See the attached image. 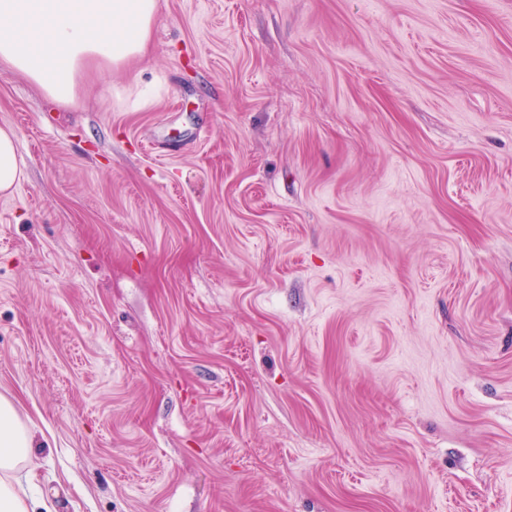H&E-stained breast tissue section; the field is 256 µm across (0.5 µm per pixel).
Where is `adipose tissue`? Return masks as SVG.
Masks as SVG:
<instances>
[{
	"label": "adipose tissue",
	"instance_id": "1",
	"mask_svg": "<svg viewBox=\"0 0 512 512\" xmlns=\"http://www.w3.org/2000/svg\"><path fill=\"white\" fill-rule=\"evenodd\" d=\"M157 0H0V69L64 109L79 105L93 73L141 56ZM34 462L32 433L0 397V512H39L15 474Z\"/></svg>",
	"mask_w": 512,
	"mask_h": 512
}]
</instances>
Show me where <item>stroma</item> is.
Wrapping results in <instances>:
<instances>
[{
    "label": "stroma",
    "mask_w": 512,
    "mask_h": 512,
    "mask_svg": "<svg viewBox=\"0 0 512 512\" xmlns=\"http://www.w3.org/2000/svg\"><path fill=\"white\" fill-rule=\"evenodd\" d=\"M157 3L77 108L0 70L27 493L512 512V0ZM23 176L14 133L0 127V195L10 194Z\"/></svg>",
    "instance_id": "35a3bbf8"
}]
</instances>
